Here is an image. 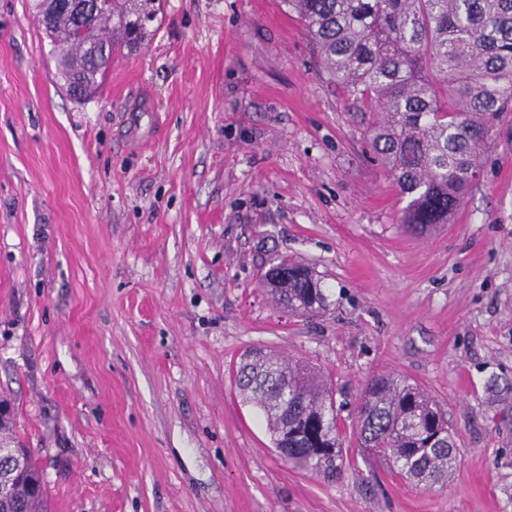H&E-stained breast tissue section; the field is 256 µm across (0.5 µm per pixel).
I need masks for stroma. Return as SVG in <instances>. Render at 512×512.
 <instances>
[{
    "mask_svg": "<svg viewBox=\"0 0 512 512\" xmlns=\"http://www.w3.org/2000/svg\"><path fill=\"white\" fill-rule=\"evenodd\" d=\"M156 26L78 102L28 0H0V393L50 512H512V111L417 236L370 114L282 0H163ZM280 258L320 278L318 314L274 302ZM259 346L333 382L335 481L243 402L232 369ZM379 374L445 410L444 488L358 448Z\"/></svg>",
    "mask_w": 512,
    "mask_h": 512,
    "instance_id": "stroma-1",
    "label": "stroma"
}]
</instances>
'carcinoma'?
<instances>
[{"label": "carcinoma", "instance_id": "cac0c4a2", "mask_svg": "<svg viewBox=\"0 0 512 512\" xmlns=\"http://www.w3.org/2000/svg\"><path fill=\"white\" fill-rule=\"evenodd\" d=\"M154 0H107L77 20L59 8L33 13L57 51L56 77L72 97L96 93L112 50L132 51L128 15L152 21ZM316 45L328 78L359 112H374L372 149L409 198L404 224L422 233L449 218L476 179L492 118L512 109V0H284ZM108 47L107 54L99 52ZM289 311L312 316L326 306L321 281L283 260L273 276ZM243 399L257 407L292 468L334 480L344 457L333 388L314 368L263 350L235 367ZM358 447L407 480L448 482L459 449L446 413L420 386L377 376L358 410ZM13 475L0 512H46L43 472L31 450Z\"/></svg>", "mask_w": 512, "mask_h": 512}]
</instances>
